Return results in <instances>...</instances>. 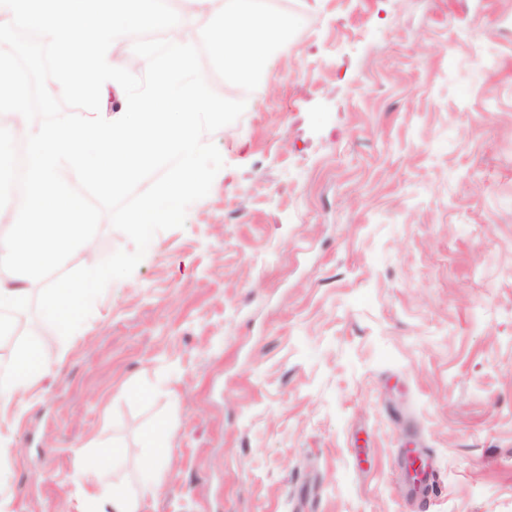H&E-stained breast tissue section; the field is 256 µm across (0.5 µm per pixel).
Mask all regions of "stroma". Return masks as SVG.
I'll return each instance as SVG.
<instances>
[{
  "label": "stroma",
  "instance_id": "35a3bbf8",
  "mask_svg": "<svg viewBox=\"0 0 512 512\" xmlns=\"http://www.w3.org/2000/svg\"><path fill=\"white\" fill-rule=\"evenodd\" d=\"M275 81L0 411V512H512V0H269ZM432 466L425 492L402 449ZM111 512H138L139 502L135 495L112 485L108 492Z\"/></svg>",
  "mask_w": 512,
  "mask_h": 512
}]
</instances>
